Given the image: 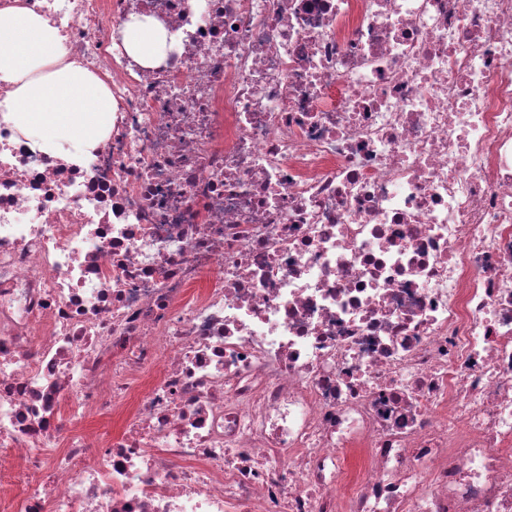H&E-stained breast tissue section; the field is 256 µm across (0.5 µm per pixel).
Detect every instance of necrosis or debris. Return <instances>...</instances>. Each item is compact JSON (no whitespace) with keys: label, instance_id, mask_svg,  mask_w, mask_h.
<instances>
[{"label":"necrosis or debris","instance_id":"1","mask_svg":"<svg viewBox=\"0 0 512 512\" xmlns=\"http://www.w3.org/2000/svg\"><path fill=\"white\" fill-rule=\"evenodd\" d=\"M21 5L116 110L0 108V512H512V0ZM128 53L143 66L159 64L173 49L172 37L149 17L132 18L124 33Z\"/></svg>","mask_w":512,"mask_h":512}]
</instances>
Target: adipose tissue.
I'll return each mask as SVG.
<instances>
[{"instance_id": "ef3b65f1", "label": "adipose tissue", "mask_w": 512, "mask_h": 512, "mask_svg": "<svg viewBox=\"0 0 512 512\" xmlns=\"http://www.w3.org/2000/svg\"><path fill=\"white\" fill-rule=\"evenodd\" d=\"M128 53L141 65L159 64L174 43L151 18L125 28ZM59 32L32 9H12L0 22V81L12 84L10 120L49 152L62 142L91 149L109 126L115 106L106 85L86 69L60 65Z\"/></svg>"}]
</instances>
